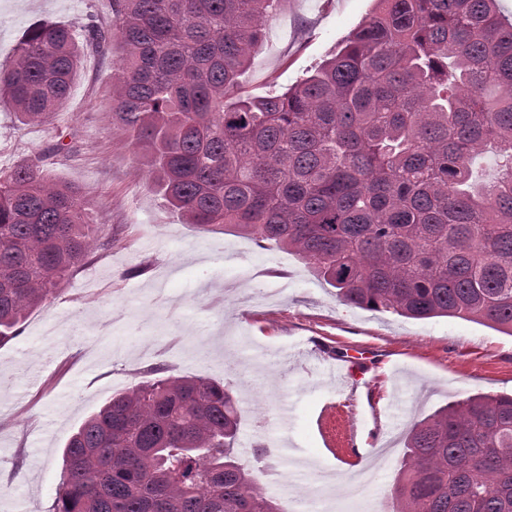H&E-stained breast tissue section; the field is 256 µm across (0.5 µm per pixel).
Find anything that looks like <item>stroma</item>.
I'll list each match as a JSON object with an SVG mask.
<instances>
[{
    "instance_id": "35a3bbf8",
    "label": "stroma",
    "mask_w": 512,
    "mask_h": 512,
    "mask_svg": "<svg viewBox=\"0 0 512 512\" xmlns=\"http://www.w3.org/2000/svg\"><path fill=\"white\" fill-rule=\"evenodd\" d=\"M373 8V0H278L239 76L242 91H287ZM93 14L110 18V0H0V69L34 23L68 24L79 40ZM111 82V57L91 54L44 121H20L0 103V170L37 165L79 187L100 241L0 348V512H49L70 435L155 365L236 382L240 457L262 470L285 512L300 497L306 512H386L412 418L478 392L511 393L512 337L457 318L344 305L296 255L183 223L122 147L105 101ZM60 138L70 145L64 158L53 153ZM269 270L273 294L264 297L248 277ZM349 358L353 376L340 390L324 364ZM330 402L353 419L354 445L325 447L317 422ZM257 443L271 449V470L254 456Z\"/></svg>"
}]
</instances>
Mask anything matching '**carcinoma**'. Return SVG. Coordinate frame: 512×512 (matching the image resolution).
<instances>
[{
    "mask_svg": "<svg viewBox=\"0 0 512 512\" xmlns=\"http://www.w3.org/2000/svg\"><path fill=\"white\" fill-rule=\"evenodd\" d=\"M276 0H112L83 43L43 21L0 70L24 122L112 61V124L187 224L272 241L345 305L512 336V22L498 0H375L282 94L238 77ZM79 189L0 171V348L96 238ZM69 437L52 512H282L235 452L233 383L150 368ZM392 512H512V394L412 421Z\"/></svg>",
    "mask_w": 512,
    "mask_h": 512,
    "instance_id": "carcinoma-1",
    "label": "carcinoma"
}]
</instances>
